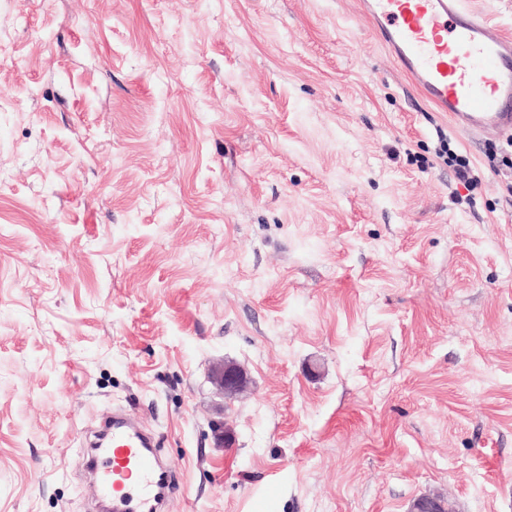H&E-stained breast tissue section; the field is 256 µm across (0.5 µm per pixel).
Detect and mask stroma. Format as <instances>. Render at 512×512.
<instances>
[{"label": "stroma", "mask_w": 512, "mask_h": 512, "mask_svg": "<svg viewBox=\"0 0 512 512\" xmlns=\"http://www.w3.org/2000/svg\"><path fill=\"white\" fill-rule=\"evenodd\" d=\"M501 146L358 0H0V512H97L119 409L164 512H512ZM439 147L436 150V157L440 159L449 168L455 172L457 184L463 185L469 189L473 185L472 169L470 161L466 157L459 155L451 148V142L448 136L439 131L438 133ZM214 384L218 393L224 398H233L244 390L247 378L242 370L234 364H224Z\"/></svg>", "instance_id": "35a3bbf8"}]
</instances>
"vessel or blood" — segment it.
Here are the masks:
<instances>
[{"mask_svg": "<svg viewBox=\"0 0 512 512\" xmlns=\"http://www.w3.org/2000/svg\"><path fill=\"white\" fill-rule=\"evenodd\" d=\"M375 34L436 111L472 137L512 134V37L491 34L465 0H361ZM97 493L112 512H160L172 476L150 438L112 421Z\"/></svg>", "mask_w": 512, "mask_h": 512, "instance_id": "1", "label": "vessel or blood"}]
</instances>
